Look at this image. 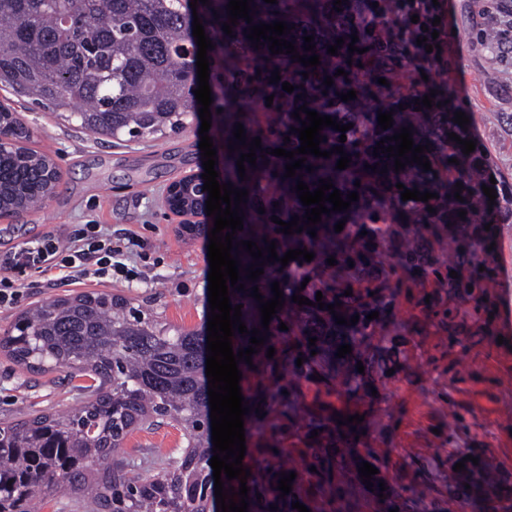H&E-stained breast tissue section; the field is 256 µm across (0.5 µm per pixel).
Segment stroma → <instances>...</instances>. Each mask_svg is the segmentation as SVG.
Masks as SVG:
<instances>
[{"label":"stroma","instance_id":"1","mask_svg":"<svg viewBox=\"0 0 512 512\" xmlns=\"http://www.w3.org/2000/svg\"><path fill=\"white\" fill-rule=\"evenodd\" d=\"M446 2L453 30L446 71L414 60L382 77L354 65L348 77L378 95L452 89V111L466 114L473 141L494 161L500 220L486 242L473 225L422 226L382 204L390 236L368 270L336 284L340 293L360 291L376 314L351 329L353 358L332 372L294 374L292 361L307 350L287 335L274 345V369L243 375L240 387L250 396L284 390L288 403L266 406L265 427L245 420L242 465L254 474L282 462L297 468L303 481L293 494L308 512H512V53L474 48L490 23L488 0ZM0 105L19 113L31 132L28 148L61 172L43 209L0 217V257L86 224L136 238L122 258L127 276L113 282L22 276L18 303L0 311V333L33 305L93 291L123 295L164 325L200 328L208 314V241L183 234L165 205L171 182L204 172L198 113L178 131L119 141L89 135L4 89ZM417 237L426 259L414 268L400 252ZM465 244L474 253L462 263L452 250ZM81 383L61 368L30 372L0 351V424L75 409ZM338 413L362 415L363 436L337 424ZM185 446L175 422L161 419L129 434L118 455L150 480L178 465ZM336 446L374 466L372 481L385 483V492L370 491L356 473L340 480L332 469L309 472L313 449ZM458 462L465 465L459 483L474 487L462 504L448 485V468ZM488 467L506 477L503 489L477 488Z\"/></svg>","mask_w":512,"mask_h":512}]
</instances>
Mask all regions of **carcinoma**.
Wrapping results in <instances>:
<instances>
[{"label": "carcinoma", "instance_id": "carcinoma-1", "mask_svg": "<svg viewBox=\"0 0 512 512\" xmlns=\"http://www.w3.org/2000/svg\"><path fill=\"white\" fill-rule=\"evenodd\" d=\"M333 2L277 0L270 4L253 0L252 23L238 19L231 37L222 30L228 21L229 0L200 3L197 13L213 37L214 59L231 77V81L218 85L215 96L223 100L243 92L262 99L272 95L275 124L280 126H297L292 113L304 104L322 116L336 113L337 122L343 125L353 124L344 133L330 127L321 131L327 137L319 145L321 150L341 145L352 158L346 169L336 168L340 159L336 153L329 158L295 156L314 166L311 173L296 171L310 190L319 187V180L329 178L342 198L353 191L359 194V200L348 210L322 215L313 238L306 229L286 235L271 220L275 215L289 222L298 215L299 225H305L306 207L295 191L297 179H287L288 202L277 207L272 199L257 198L255 187L241 180L237 159L248 149L229 152V141L235 140L234 126L241 116L232 106L222 112L225 178L248 190L253 209L265 208L262 223L243 225L239 239L252 240L260 247L267 246V239L275 240L280 256L290 249L305 248L318 253L324 262L335 257L333 276L302 296L314 302L320 291L323 303H341L334 308L336 314L350 312L363 320L365 314L356 296L336 298V278L351 272V261L356 267L370 264L376 248L362 241L343 253L337 251V222L353 216L361 224H379L383 217L373 203L387 197L405 208L417 224L489 223L495 216L482 206V186L493 176L494 165L479 147L463 154L449 133L465 140L466 129L453 122L451 112L417 110V93L409 97L411 107L393 111L391 128L383 130L378 121L370 119L372 89L335 75L339 69H348L350 35L359 37L355 46L367 49L357 58L368 72L394 65L399 56L392 47L374 42L366 32L367 0H346L339 12L333 10ZM274 21L292 27L285 39L295 40L302 56L311 55L304 50V37L314 36L321 64L305 67L289 54H271L266 44L259 49L252 47L244 30L252 24ZM190 26L183 0H0V87L6 86L50 112L69 113L82 130L94 136L118 139L127 135L135 140L173 132L183 126V116L199 108L191 73ZM340 37L345 38V44L338 48V54L327 53V46L336 44ZM251 57L260 59L263 68L259 74H250V80L241 86L236 75L241 62ZM275 69L280 71L281 81L271 84L269 77ZM304 72L309 78H303ZM327 76L333 77L330 87L323 84ZM284 82L293 85L294 91H284ZM325 89L328 93L324 95ZM350 90L356 91L355 99L344 102L338 98ZM302 93L305 97L296 100ZM402 127L412 128L414 145L429 144L424 156L431 170L426 172L413 163L397 173L394 158L384 153L373 156L377 142ZM343 134L346 141L341 143ZM288 136L291 142L287 145L279 139L261 140L266 169L281 178L288 160L272 155L271 150L292 151L301 146L295 133ZM450 158L459 164L448 162ZM374 164L375 172L370 169ZM52 165V159L27 148L20 154L0 148L3 212L19 214L43 208L46 197L55 193L42 177L44 168ZM440 165L452 175L446 183L434 176ZM384 168L387 172L380 173ZM357 180L361 182L358 187L354 186ZM458 182L463 183L461 202L454 197ZM398 183L419 185L438 198L428 200L423 207L413 199L404 201L396 188ZM429 206L436 212H429ZM460 210L466 211L463 219ZM263 269L264 274L254 282L240 273L245 290L235 292L236 303L243 305L241 320L249 330L261 327L259 302L250 296L252 287H258L264 299L273 298L271 284L278 263H268ZM283 300L285 304L270 321L267 335H273L283 322L305 341L317 338L316 346L308 350L335 352L336 319L328 308L300 306L290 296ZM206 340L205 326L173 332L125 297L106 292L58 298L21 313L11 330L0 336V349L13 362L29 370L67 368L78 376L90 373L99 384L90 386L87 401L71 413L41 414L0 426V512H39L64 485L87 498L96 512H214ZM163 418L180 427L187 446L174 469L144 481L116 459V450L129 433ZM314 453L318 463L322 454L335 456L341 477L357 468L354 456L345 448H316ZM248 496V512H272V505L280 510L292 508L279 499L277 480L271 474L258 475Z\"/></svg>", "mask_w": 512, "mask_h": 512}]
</instances>
